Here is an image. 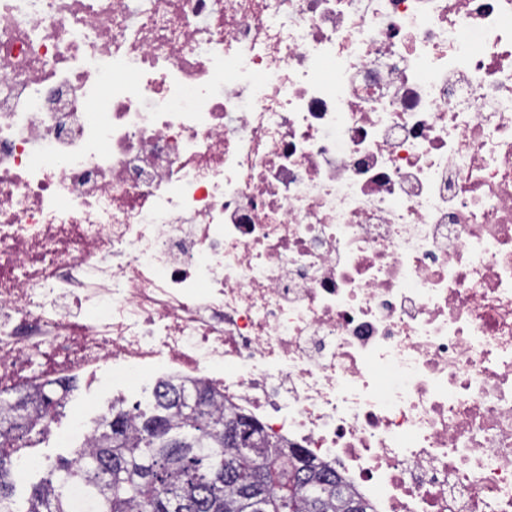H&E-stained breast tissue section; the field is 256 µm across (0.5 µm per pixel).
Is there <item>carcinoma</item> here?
Wrapping results in <instances>:
<instances>
[{
	"instance_id": "1",
	"label": "carcinoma",
	"mask_w": 512,
	"mask_h": 512,
	"mask_svg": "<svg viewBox=\"0 0 512 512\" xmlns=\"http://www.w3.org/2000/svg\"><path fill=\"white\" fill-rule=\"evenodd\" d=\"M71 390L61 384L48 395L0 391V506L15 512H73L67 488L84 484L92 512H253L250 499L261 496L263 512H368L336 472L315 463L304 451L293 454L262 435L264 458L255 462L224 444L228 415L215 406L207 388L197 394L208 410L195 415L183 405L184 389L166 381L155 388L149 414L135 405L112 406L90 442L73 459H61L33 487L26 506L16 507L13 485L19 442L43 432L64 406Z\"/></svg>"
}]
</instances>
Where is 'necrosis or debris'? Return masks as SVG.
Here are the masks:
<instances>
[{
  "instance_id": "4bbe7bcc",
  "label": "necrosis or debris",
  "mask_w": 512,
  "mask_h": 512,
  "mask_svg": "<svg viewBox=\"0 0 512 512\" xmlns=\"http://www.w3.org/2000/svg\"><path fill=\"white\" fill-rule=\"evenodd\" d=\"M104 360L512 512V0H0V372Z\"/></svg>"
}]
</instances>
